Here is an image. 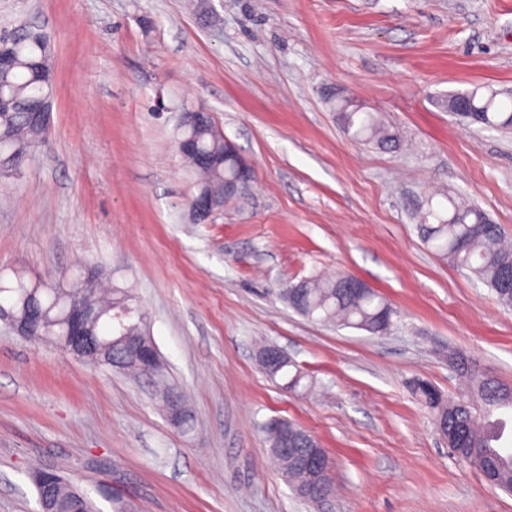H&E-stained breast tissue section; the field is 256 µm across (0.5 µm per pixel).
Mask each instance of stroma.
<instances>
[{
    "instance_id": "stroma-1",
    "label": "stroma",
    "mask_w": 512,
    "mask_h": 512,
    "mask_svg": "<svg viewBox=\"0 0 512 512\" xmlns=\"http://www.w3.org/2000/svg\"><path fill=\"white\" fill-rule=\"evenodd\" d=\"M0 0V31L41 28L54 49L50 131L0 186V269L51 282L98 265L147 315L155 380L92 366L0 327V512H35L31 474L55 468L96 512H512V494L459 460L412 385L469 389L467 351L512 385V309L433 256L419 212L448 193L512 237V134L444 106L475 84L512 89V0ZM356 101L405 141L350 139ZM203 108L255 168L250 196L192 223L175 150L180 110ZM343 271L397 312L383 336L313 322L280 288ZM274 344L314 384L276 386ZM291 421L326 448L334 492L298 498L263 432ZM175 392H177V389L175 387L169 386V387H164L162 390H160L159 395H160L161 402L163 404V408H164L167 416L169 417V419L172 422H174L175 424L181 426V425L187 424V422L190 419V415H189L188 409L186 408L184 400L180 394L176 397V399H174V400L172 399L171 395L174 394ZM173 402H175V404L179 410V414L176 419H173V417H171L173 410H174Z\"/></svg>"
}]
</instances>
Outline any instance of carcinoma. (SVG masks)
<instances>
[{
    "mask_svg": "<svg viewBox=\"0 0 512 512\" xmlns=\"http://www.w3.org/2000/svg\"><path fill=\"white\" fill-rule=\"evenodd\" d=\"M8 47L12 54V65L0 69V97L10 101L7 107H0V175H14L35 156L39 145L47 137L50 127L36 120L30 113L31 105L50 96L53 47L49 37L39 28L21 24L11 30ZM472 103L473 111L459 112L464 121L478 124L486 129L503 132L512 130V94L499 98V93L488 91L482 85H475L463 92ZM338 118L345 130L356 140L379 146H397L399 137L388 125L383 124L375 114L363 112L355 104L337 105ZM188 141L193 150L181 155L195 177L194 187L198 193H209L218 200L244 197L251 189L255 173L248 181L232 192H224V180L234 176L241 155L224 151V133L214 122L206 119L191 123H180L176 127V141ZM443 204L428 203L424 224L420 225L424 242L438 255L445 258L461 271L493 291L496 300L512 308V283L503 286L506 268L512 266V244L505 240L501 228L491 223L484 213L472 206L457 203L451 196ZM100 273L94 267H84L71 275H63L54 283L32 282L22 273L4 281L0 287V305L15 318L37 313L42 320L40 334L44 340L59 343L67 327L68 312L79 301L89 300L95 309L91 327L104 344L112 346V314L131 302L125 292L115 289L111 296L104 297L98 289ZM298 312L324 324L365 330L381 335L393 325L396 311L375 290L365 285L353 292L343 287L338 278L314 277L304 279L300 285ZM457 372L470 382L473 392L464 408L458 401H447L431 387L417 383L414 389L425 404L433 410L436 427L461 429L467 440L457 449L462 456L471 460L483 475L491 477L496 487L512 492V451L502 450L492 444L499 434L491 428L487 415L497 409H512V386L500 383L477 368L476 363L465 352L457 362ZM272 381H282V387L295 390L306 375L290 363L277 371H268ZM174 387L160 390V399L167 415L179 410L174 423L186 424L190 415L182 396L172 397ZM282 428L288 430V438L296 448L307 432L284 419H272L264 429ZM271 454L277 461L282 476L288 484L300 490L309 482L307 473L294 469L288 457L276 451V442L267 438ZM55 497L57 508L65 510L71 503L78 502L81 512H93V504L85 492L67 484L56 476Z\"/></svg>",
    "mask_w": 512,
    "mask_h": 512,
    "instance_id": "cac0c4a2",
    "label": "carcinoma"
}]
</instances>
